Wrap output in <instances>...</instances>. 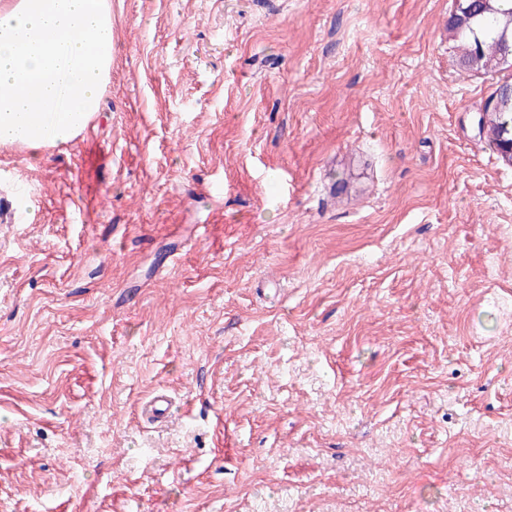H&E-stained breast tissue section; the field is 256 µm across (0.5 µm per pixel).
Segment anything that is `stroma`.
Returning <instances> with one entry per match:
<instances>
[{
  "mask_svg": "<svg viewBox=\"0 0 512 512\" xmlns=\"http://www.w3.org/2000/svg\"><path fill=\"white\" fill-rule=\"evenodd\" d=\"M111 2L0 147V512H512V71L453 0ZM491 107L486 106V137L496 149L512 140V81L499 85L488 97ZM142 410L149 415V418L163 421L171 416L172 401L167 394L160 392L146 402Z\"/></svg>",
  "mask_w": 512,
  "mask_h": 512,
  "instance_id": "obj_1",
  "label": "stroma"
}]
</instances>
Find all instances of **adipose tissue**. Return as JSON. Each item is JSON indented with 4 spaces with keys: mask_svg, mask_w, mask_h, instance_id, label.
<instances>
[{
    "mask_svg": "<svg viewBox=\"0 0 512 512\" xmlns=\"http://www.w3.org/2000/svg\"><path fill=\"white\" fill-rule=\"evenodd\" d=\"M110 0H0V146L75 139L112 71Z\"/></svg>",
    "mask_w": 512,
    "mask_h": 512,
    "instance_id": "1",
    "label": "adipose tissue"
}]
</instances>
